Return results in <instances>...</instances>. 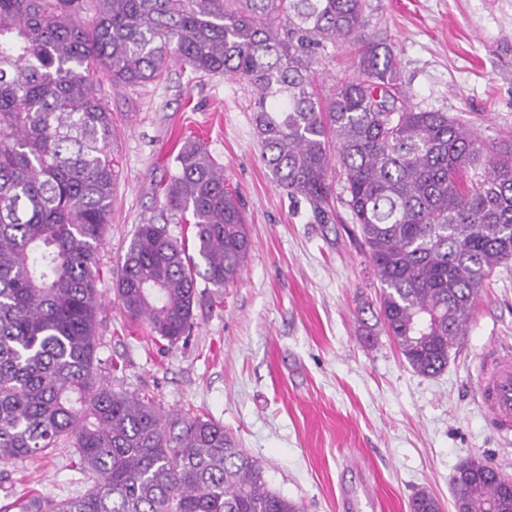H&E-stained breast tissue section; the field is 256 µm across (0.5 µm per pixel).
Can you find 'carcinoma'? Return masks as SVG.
Returning a JSON list of instances; mask_svg holds the SVG:
<instances>
[{
	"mask_svg": "<svg viewBox=\"0 0 512 512\" xmlns=\"http://www.w3.org/2000/svg\"><path fill=\"white\" fill-rule=\"evenodd\" d=\"M363 0H0V462L74 449L82 495L0 512H301L209 417L165 418L115 391L97 357L98 253L111 221L112 89L169 61L246 80L261 158L321 210L332 163L380 283L379 312L416 372L432 376L468 331L481 288L512 261V146L446 112L415 110L390 52L362 38ZM361 42L358 73L319 92L326 44ZM163 210L191 212L196 254L166 225H137L115 276L133 322L174 346L191 332L197 280H236L250 248L224 167L196 140L174 158ZM460 512L512 510L507 479L473 459ZM410 512H441L425 490Z\"/></svg>",
	"mask_w": 512,
	"mask_h": 512,
	"instance_id": "obj_1",
	"label": "carcinoma"
}]
</instances>
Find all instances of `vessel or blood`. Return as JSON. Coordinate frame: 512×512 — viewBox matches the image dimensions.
I'll list each match as a JSON object with an SVG mask.
<instances>
[{"mask_svg": "<svg viewBox=\"0 0 512 512\" xmlns=\"http://www.w3.org/2000/svg\"><path fill=\"white\" fill-rule=\"evenodd\" d=\"M477 374L479 402L494 431L504 440H512V352L491 347L481 356Z\"/></svg>", "mask_w": 512, "mask_h": 512, "instance_id": "obj_1", "label": "vessel or blood"}]
</instances>
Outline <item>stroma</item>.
<instances>
[{
    "label": "stroma",
    "instance_id": "obj_1",
    "mask_svg": "<svg viewBox=\"0 0 512 512\" xmlns=\"http://www.w3.org/2000/svg\"><path fill=\"white\" fill-rule=\"evenodd\" d=\"M366 15L364 37L393 53L415 109L512 143V0H366ZM357 66L356 41L328 46L316 67L321 93ZM252 99L246 81L198 78L177 63L161 81L109 92L118 173L100 250L97 350L119 364L109 381L152 398L163 415L222 422L303 512H344L347 487L372 491L361 512H409L422 489L455 512L451 480L466 460L512 478V445L490 427L475 375L486 347L512 345V263L480 291L447 368L416 373L378 316L379 282L344 201V173L330 171L319 221L262 163ZM189 139L239 193L251 248L237 280L199 284L192 334L170 348L129 320L112 273L137 224L159 217L158 191ZM72 460L62 448L0 465V505L85 493Z\"/></svg>",
    "mask_w": 512,
    "mask_h": 512
}]
</instances>
